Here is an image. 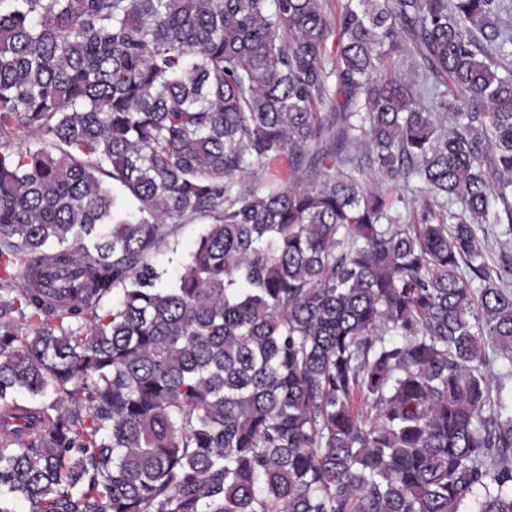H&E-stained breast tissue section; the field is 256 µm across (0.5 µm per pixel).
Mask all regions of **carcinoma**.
Segmentation results:
<instances>
[{
  "instance_id": "obj_1",
  "label": "carcinoma",
  "mask_w": 512,
  "mask_h": 512,
  "mask_svg": "<svg viewBox=\"0 0 512 512\" xmlns=\"http://www.w3.org/2000/svg\"><path fill=\"white\" fill-rule=\"evenodd\" d=\"M15 500L512 512V0H0ZM205 224L200 221L187 222L180 225L171 239L169 250H165L151 259V263L162 274L161 285H173L181 270V262L193 250ZM172 248L175 251H172Z\"/></svg>"
}]
</instances>
